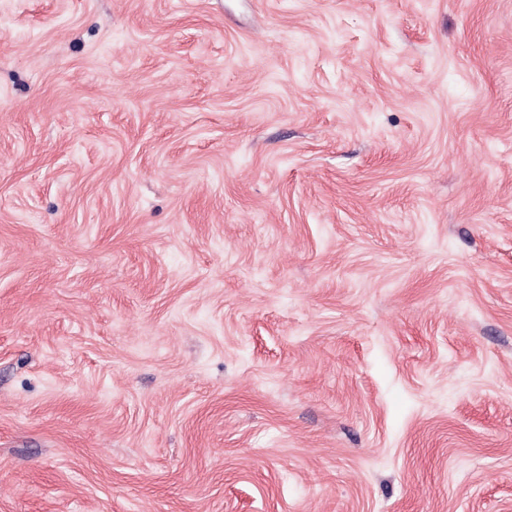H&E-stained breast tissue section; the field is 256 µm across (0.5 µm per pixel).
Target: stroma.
<instances>
[{"label": "stroma", "instance_id": "obj_1", "mask_svg": "<svg viewBox=\"0 0 512 512\" xmlns=\"http://www.w3.org/2000/svg\"><path fill=\"white\" fill-rule=\"evenodd\" d=\"M0 512H512V0H0Z\"/></svg>", "mask_w": 512, "mask_h": 512}]
</instances>
